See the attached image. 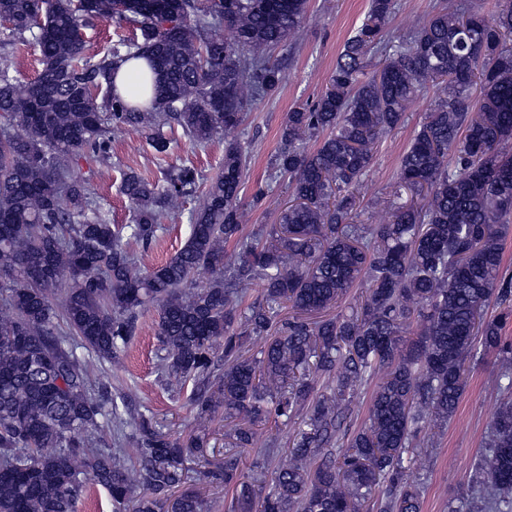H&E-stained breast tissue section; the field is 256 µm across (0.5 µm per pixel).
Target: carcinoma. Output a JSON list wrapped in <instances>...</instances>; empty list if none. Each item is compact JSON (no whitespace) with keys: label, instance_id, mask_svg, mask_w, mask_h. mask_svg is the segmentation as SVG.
Returning <instances> with one entry per match:
<instances>
[{"label":"carcinoma","instance_id":"1","mask_svg":"<svg viewBox=\"0 0 512 512\" xmlns=\"http://www.w3.org/2000/svg\"><path fill=\"white\" fill-rule=\"evenodd\" d=\"M395 12V0H370L325 91L288 113L269 177L288 181L292 204L246 235L247 207L265 193L243 204L246 159L232 134L284 81L270 52L302 27L307 0H0L12 38L31 36L43 64L25 83L0 68V512H76L88 471L112 512H219L196 492L169 496L199 440L119 414L78 354L116 362L149 306L161 371L182 389L192 383L200 412L222 408L234 423L224 485L235 486L240 512H421L420 487L404 478L409 449L456 412L475 345L512 364L502 335L512 315L502 267L512 223V0H495L487 15L448 0L406 36L387 32ZM114 17L135 25L126 51L84 60L81 30ZM219 24L232 41L204 38ZM140 58L154 77L127 102L117 69ZM430 85L443 94L374 223L356 208V188L381 136ZM147 89L150 105L135 102ZM171 123L196 146L224 133V168L181 248L145 269L130 241L156 240L163 212L194 192L196 170L170 169L161 190L128 174L134 223L119 227L75 161L109 157L112 127L144 133L162 153ZM201 269L211 277L198 285ZM364 279L358 306L327 315ZM255 283L262 301L245 306ZM494 301L501 312L490 318ZM269 333L247 354L246 337ZM380 370L367 422L346 433L355 392ZM271 416L300 419L292 445L271 482L242 479L238 459ZM127 430L137 498L110 450ZM448 512H512V402L490 423L469 494Z\"/></svg>","mask_w":512,"mask_h":512}]
</instances>
